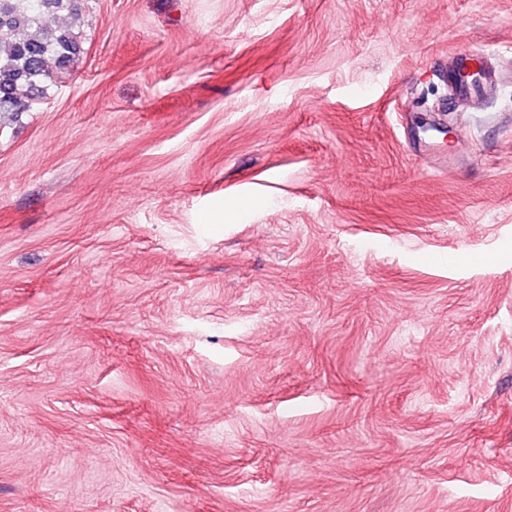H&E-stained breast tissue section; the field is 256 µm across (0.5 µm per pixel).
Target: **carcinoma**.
<instances>
[{
    "label": "carcinoma",
    "mask_w": 512,
    "mask_h": 512,
    "mask_svg": "<svg viewBox=\"0 0 512 512\" xmlns=\"http://www.w3.org/2000/svg\"><path fill=\"white\" fill-rule=\"evenodd\" d=\"M86 0H0V115L35 110L54 78L73 75L82 53V31L65 21Z\"/></svg>",
    "instance_id": "1"
}]
</instances>
